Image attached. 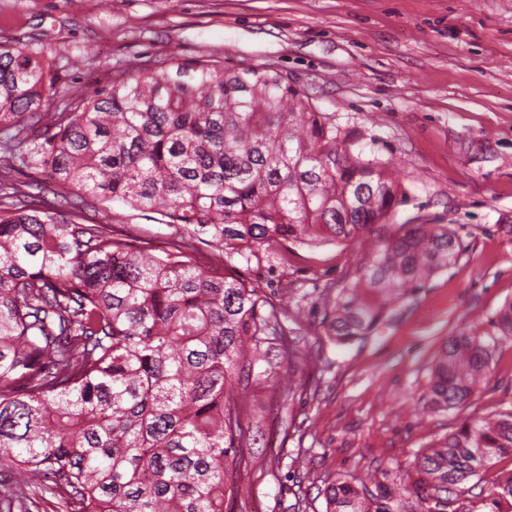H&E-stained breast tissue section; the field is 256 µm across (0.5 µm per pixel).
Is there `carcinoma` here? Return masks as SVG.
<instances>
[{"label":"carcinoma","instance_id":"carcinoma-1","mask_svg":"<svg viewBox=\"0 0 512 512\" xmlns=\"http://www.w3.org/2000/svg\"><path fill=\"white\" fill-rule=\"evenodd\" d=\"M44 58L0 45V152L48 170L61 200L0 194V467L15 472L0 512H32L47 491L71 512H235L247 396L271 370L278 308L235 273L290 245L379 239L325 299L327 335L362 340L391 304L463 250L446 224L389 216L407 196L274 69L172 58L119 71L69 112L44 99ZM105 203L155 213L183 233L146 253L82 214ZM207 250H202V247ZM512 335V302L494 321ZM494 339L464 330L441 347L424 403L463 406L490 373ZM512 460V410L465 419L423 455L416 506L381 481L339 479L326 512H448L486 464ZM470 512H512V475Z\"/></svg>","mask_w":512,"mask_h":512}]
</instances>
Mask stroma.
Segmentation results:
<instances>
[{
    "label": "stroma",
    "instance_id": "1",
    "mask_svg": "<svg viewBox=\"0 0 512 512\" xmlns=\"http://www.w3.org/2000/svg\"><path fill=\"white\" fill-rule=\"evenodd\" d=\"M0 42L48 60L62 87L52 112L118 70L172 57L281 71L365 158L389 163L407 191L393 223L418 216L460 236L454 265L348 345L325 334L324 299L377 250L374 235L232 259L313 354L279 359L250 388L254 439L236 512H326L331 482L377 470L415 481L459 422L512 409V336L464 406L421 399L446 340L492 331L512 301V0H0ZM90 218L148 251L176 236L160 215L116 203Z\"/></svg>",
    "mask_w": 512,
    "mask_h": 512
}]
</instances>
